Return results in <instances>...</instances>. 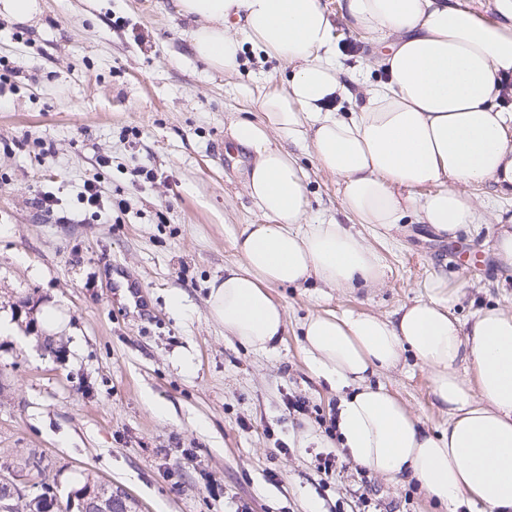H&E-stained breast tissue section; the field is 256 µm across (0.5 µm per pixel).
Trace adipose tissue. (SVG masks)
Here are the masks:
<instances>
[{
	"label": "adipose tissue",
	"mask_w": 512,
	"mask_h": 512,
	"mask_svg": "<svg viewBox=\"0 0 512 512\" xmlns=\"http://www.w3.org/2000/svg\"><path fill=\"white\" fill-rule=\"evenodd\" d=\"M191 21V47L210 70L231 74L244 46L293 69L285 85L258 94L259 119L230 125L252 155L246 190L268 218L236 235L237 262L209 284L208 308L225 334L258 353L281 340L287 310L271 291L318 281L374 287L385 268L369 238L400 230L404 211L457 239L485 223L472 189L512 193V111L500 79L512 74V0L500 20L477 18L456 0H343L353 28L385 45V74L354 93L334 49L322 0H174ZM349 112H334L335 101ZM286 146L273 143V135ZM336 177L349 221L310 222L308 174L296 150ZM432 186L416 197L414 188ZM461 290L433 276L422 297L393 317L324 310L299 324L311 371L338 404L340 448L393 481L419 483L443 506L479 503L512 512V312L481 309L469 322L453 309ZM430 373L448 430L433 434L375 378L405 358Z\"/></svg>",
	"instance_id": "adipose-tissue-1"
}]
</instances>
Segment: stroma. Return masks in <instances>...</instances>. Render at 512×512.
Instances as JSON below:
<instances>
[{
  "mask_svg": "<svg viewBox=\"0 0 512 512\" xmlns=\"http://www.w3.org/2000/svg\"><path fill=\"white\" fill-rule=\"evenodd\" d=\"M324 2L344 68L382 78L378 44L341 0ZM189 28L173 0H42L32 20L0 16V59L22 64L0 83V312L17 324L0 335V473L30 493L50 486L62 512H77L74 478L111 487L126 512H448L342 451L320 470L303 432L324 434L340 396L310 373L298 323L324 309L392 314L439 270L462 289L460 320L512 311L493 225L448 242L405 216L399 242L370 241L381 285L274 288L288 326L266 354L225 335L208 284L235 261L241 225L266 221L229 124L257 118L252 97L288 73L250 49L238 73L210 72ZM300 159L311 219L341 218L336 178ZM88 180L115 202L110 216L85 213ZM45 191L71 223L35 206ZM48 300L73 330L55 356L28 342ZM379 380L428 431L447 429L426 370L408 361ZM295 398L305 413H289Z\"/></svg>",
  "mask_w": 512,
  "mask_h": 512,
  "instance_id": "35a3bbf8",
  "label": "stroma"
}]
</instances>
